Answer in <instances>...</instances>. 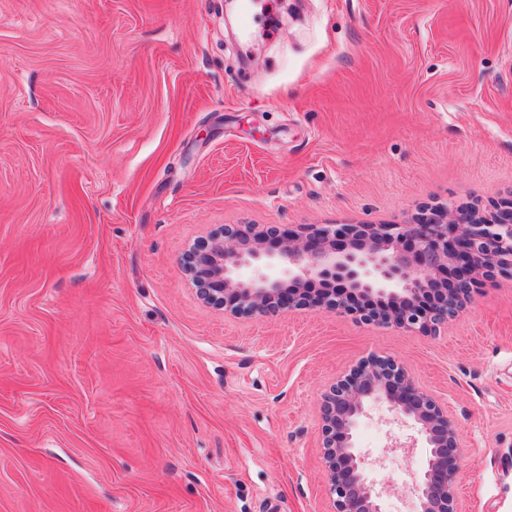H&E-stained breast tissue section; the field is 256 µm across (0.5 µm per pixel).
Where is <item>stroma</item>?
I'll use <instances>...</instances> for the list:
<instances>
[{
  "label": "stroma",
  "instance_id": "obj_1",
  "mask_svg": "<svg viewBox=\"0 0 512 512\" xmlns=\"http://www.w3.org/2000/svg\"><path fill=\"white\" fill-rule=\"evenodd\" d=\"M511 194L512 0H0V512H331L322 395L372 353L447 402L460 512H512V277L427 336L234 318L180 268L221 224Z\"/></svg>",
  "mask_w": 512,
  "mask_h": 512
}]
</instances>
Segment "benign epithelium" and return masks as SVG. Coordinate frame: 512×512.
I'll list each match as a JSON object with an SVG mask.
<instances>
[{
	"instance_id": "benign-epithelium-1",
	"label": "benign epithelium",
	"mask_w": 512,
	"mask_h": 512,
	"mask_svg": "<svg viewBox=\"0 0 512 512\" xmlns=\"http://www.w3.org/2000/svg\"><path fill=\"white\" fill-rule=\"evenodd\" d=\"M182 269L206 304L232 315L293 310L354 315L434 335L470 300L482 278L512 274V199L493 210L436 205L404 224H308L304 231L220 225L183 255ZM340 281L357 303L312 280ZM430 292L433 305L417 298ZM374 406L410 427L390 450L427 455L410 493L417 512H458L462 448L448 406L417 386L393 358L370 355L330 385L321 404V448L333 512H383L387 490L357 448L360 420Z\"/></svg>"
}]
</instances>
